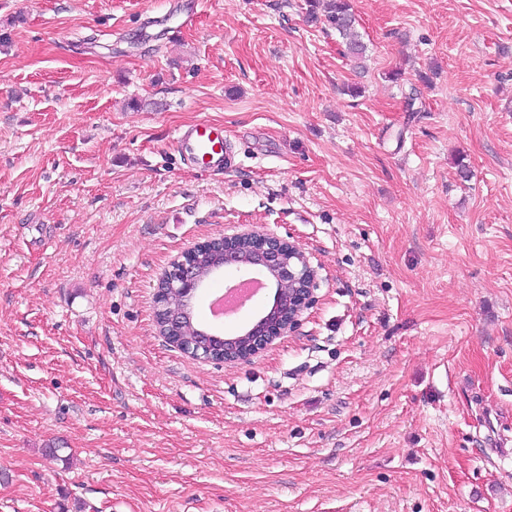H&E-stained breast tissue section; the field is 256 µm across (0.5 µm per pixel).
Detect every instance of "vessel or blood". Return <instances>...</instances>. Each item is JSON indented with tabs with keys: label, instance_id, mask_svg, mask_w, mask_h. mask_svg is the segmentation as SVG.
<instances>
[{
	"label": "vessel or blood",
	"instance_id": "obj_1",
	"mask_svg": "<svg viewBox=\"0 0 512 512\" xmlns=\"http://www.w3.org/2000/svg\"><path fill=\"white\" fill-rule=\"evenodd\" d=\"M175 146L184 160L190 164H200L212 171L230 168L235 150L224 137V130L211 122H199L179 129ZM236 313L224 299L223 290L213 291L208 304V315L212 322L220 323L233 318Z\"/></svg>",
	"mask_w": 512,
	"mask_h": 512
}]
</instances>
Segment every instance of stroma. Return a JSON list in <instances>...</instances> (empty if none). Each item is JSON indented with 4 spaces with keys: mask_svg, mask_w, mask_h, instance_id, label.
<instances>
[{
    "mask_svg": "<svg viewBox=\"0 0 512 512\" xmlns=\"http://www.w3.org/2000/svg\"><path fill=\"white\" fill-rule=\"evenodd\" d=\"M186 2L0 0V512H512V0H350L360 68L305 0ZM253 228L317 302L192 360L156 283ZM175 146L187 163L201 164L212 171L230 168L235 157L233 145L224 139V128L211 122L179 129Z\"/></svg>",
    "mask_w": 512,
    "mask_h": 512,
    "instance_id": "obj_1",
    "label": "stroma"
}]
</instances>
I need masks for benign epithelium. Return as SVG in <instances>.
<instances>
[{
    "mask_svg": "<svg viewBox=\"0 0 512 512\" xmlns=\"http://www.w3.org/2000/svg\"><path fill=\"white\" fill-rule=\"evenodd\" d=\"M203 245L224 252V264L214 269L215 274L228 270L237 274L260 272L274 280L277 292L272 303L244 333L224 337V359L213 357L209 334L195 340L164 338L182 354L203 363L248 361L290 333L304 311L316 304L317 270L298 244L262 229H252L212 238ZM168 280L169 287L181 290L191 300L203 288V278L190 258L176 260L168 270ZM153 310L170 325L181 322L185 315L184 310L167 309L157 301L153 302Z\"/></svg>",
    "mask_w": 512,
    "mask_h": 512,
    "instance_id": "1",
    "label": "benign epithelium"
}]
</instances>
